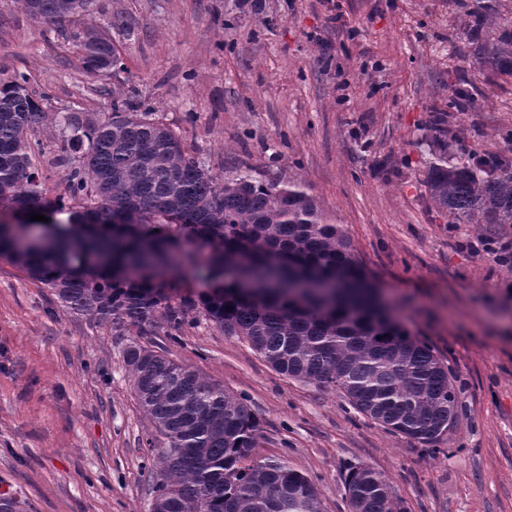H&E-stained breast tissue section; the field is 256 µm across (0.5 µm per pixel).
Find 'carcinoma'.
<instances>
[{
  "label": "carcinoma",
  "mask_w": 512,
  "mask_h": 512,
  "mask_svg": "<svg viewBox=\"0 0 512 512\" xmlns=\"http://www.w3.org/2000/svg\"><path fill=\"white\" fill-rule=\"evenodd\" d=\"M42 19L89 11L94 0H19ZM467 25L484 35L475 60L512 79V20L497 0H474ZM84 67L123 68L112 37L86 27ZM29 75L0 81V207L55 215L54 233L19 246L34 224H0V255L62 306L114 328L162 320L180 331L198 316L243 338L288 378L335 392L361 414L434 443L456 417L448 367L412 337L369 282L351 239L302 184L221 176L191 154L151 109L111 92L109 112H61ZM474 104L448 97L426 126L432 158L423 183L450 224L512 225V161L488 166L475 153L448 157V113ZM62 127L54 161L62 193L47 197L36 152L47 125ZM208 251L210 286L198 300L171 297L157 280L186 272ZM232 266L238 277L224 275ZM233 306L227 310V306ZM136 397L156 432L160 464L153 512H322L312 481L283 460L257 461L256 415L220 385L135 340L123 349ZM352 512H402L384 477L353 466Z\"/></svg>",
  "instance_id": "carcinoma-1"
}]
</instances>
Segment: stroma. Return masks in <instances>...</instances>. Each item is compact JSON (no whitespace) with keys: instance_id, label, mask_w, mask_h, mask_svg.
Here are the masks:
<instances>
[{"instance_id":"stroma-1","label":"stroma","mask_w":512,"mask_h":512,"mask_svg":"<svg viewBox=\"0 0 512 512\" xmlns=\"http://www.w3.org/2000/svg\"><path fill=\"white\" fill-rule=\"evenodd\" d=\"M456 0H94L53 27L0 0V79L24 71L56 107L105 112L135 96L215 173L298 181L348 232L411 335L448 367L454 423L427 444L338 395L275 372L206 319L112 330L55 302L0 256V494L22 512H151L155 429L123 361L137 341L244 397L256 457L313 481L350 512V467L381 473L403 512H512V268L484 224H452L422 181L424 127L462 90L452 155L512 153V80L478 71ZM109 31L124 69L98 76L64 34Z\"/></svg>"}]
</instances>
